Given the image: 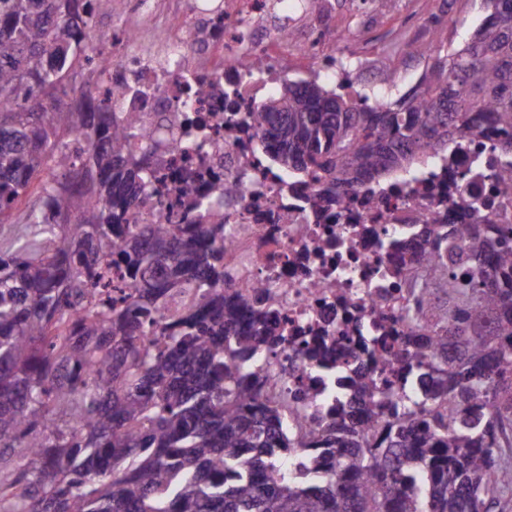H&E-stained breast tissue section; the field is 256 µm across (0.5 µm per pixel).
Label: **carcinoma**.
Segmentation results:
<instances>
[{
    "label": "carcinoma",
    "instance_id": "1",
    "mask_svg": "<svg viewBox=\"0 0 512 512\" xmlns=\"http://www.w3.org/2000/svg\"><path fill=\"white\" fill-rule=\"evenodd\" d=\"M111 5L0 0V461L26 448L0 512H512V226L421 229L448 304L422 294L431 334L407 316L397 374L418 388L374 445L350 410L288 437L252 375L281 337L224 269V188L184 224L126 223L157 182L139 113L113 110L131 87L60 100ZM483 5L463 46H409L432 63L407 98L348 90L343 65L332 87L282 81L253 104L256 150L321 195L448 151L481 112L512 154V0ZM173 288L193 304L163 324Z\"/></svg>",
    "mask_w": 512,
    "mask_h": 512
}]
</instances>
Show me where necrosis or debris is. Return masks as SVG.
<instances>
[{
  "mask_svg": "<svg viewBox=\"0 0 512 512\" xmlns=\"http://www.w3.org/2000/svg\"><path fill=\"white\" fill-rule=\"evenodd\" d=\"M267 13V0H226L224 28L206 44L194 40L197 25L188 17L162 33L166 61L144 57L143 75L119 108L140 113L148 135L170 143L155 161L159 194L141 198L127 221L184 223L194 202L180 193L183 180L205 191L218 182L232 186L224 261L243 294L274 296L272 321L284 342L264 369L268 393L287 406L289 430L313 435L348 406L361 422L389 419L377 392L353 398L337 391L336 377L380 379L376 352L391 360L398 354L415 276L409 256L433 250L419 235L424 225H512V181L499 177L512 156L498 151L488 126L455 139L420 171L333 198L268 169L253 147L247 112L255 85L250 60L282 44L276 31L260 30ZM192 52L212 56V64H184ZM476 193L486 200L478 208L471 205ZM321 338L336 350L334 369L308 358Z\"/></svg>",
  "mask_w": 512,
  "mask_h": 512,
  "instance_id": "obj_1",
  "label": "necrosis or debris"
}]
</instances>
